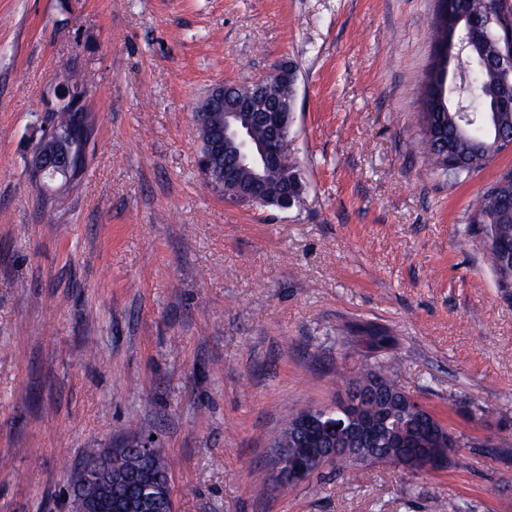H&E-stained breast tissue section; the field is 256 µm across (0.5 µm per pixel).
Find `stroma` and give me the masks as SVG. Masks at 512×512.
<instances>
[{"instance_id":"35a3bbf8","label":"stroma","mask_w":512,"mask_h":512,"mask_svg":"<svg viewBox=\"0 0 512 512\" xmlns=\"http://www.w3.org/2000/svg\"><path fill=\"white\" fill-rule=\"evenodd\" d=\"M438 0H0V512H74L85 449L155 435L176 512H512V298L465 216L512 150L455 184L414 154ZM298 74L304 201L228 203L193 118L220 82ZM96 131L77 183L30 169L57 77ZM462 436L447 469L255 480L274 432L389 354Z\"/></svg>"}]
</instances>
